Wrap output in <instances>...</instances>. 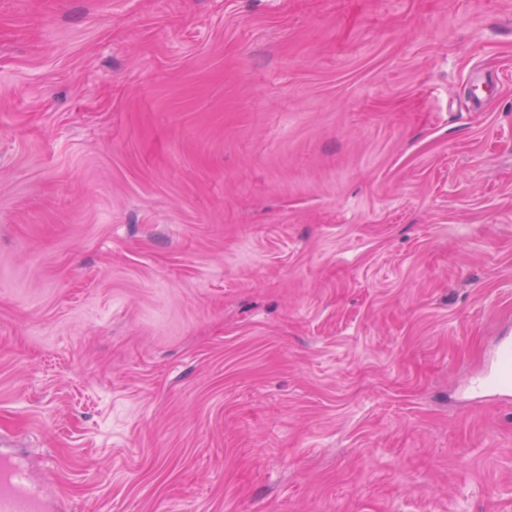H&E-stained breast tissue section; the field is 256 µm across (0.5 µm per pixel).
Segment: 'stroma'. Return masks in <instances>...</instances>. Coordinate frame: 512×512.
Wrapping results in <instances>:
<instances>
[{"mask_svg":"<svg viewBox=\"0 0 512 512\" xmlns=\"http://www.w3.org/2000/svg\"><path fill=\"white\" fill-rule=\"evenodd\" d=\"M507 334L512 0H0V436L72 512H512ZM475 399L487 397L491 391H509L512 388V337L501 338L495 348L493 368L469 382Z\"/></svg>","mask_w":512,"mask_h":512,"instance_id":"obj_1","label":"stroma"}]
</instances>
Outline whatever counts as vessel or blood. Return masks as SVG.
Returning a JSON list of instances; mask_svg holds the SVG:
<instances>
[{
    "label": "vessel or blood",
    "mask_w": 512,
    "mask_h": 512,
    "mask_svg": "<svg viewBox=\"0 0 512 512\" xmlns=\"http://www.w3.org/2000/svg\"><path fill=\"white\" fill-rule=\"evenodd\" d=\"M469 387L478 399L492 391L512 389V337L498 341L492 370L471 379ZM0 512H69V506L63 499L47 496L40 485L30 481L24 463L1 447Z\"/></svg>",
    "instance_id": "b4317fda"
}]
</instances>
